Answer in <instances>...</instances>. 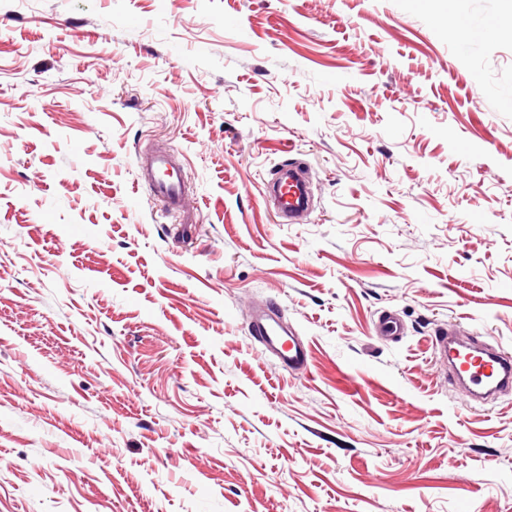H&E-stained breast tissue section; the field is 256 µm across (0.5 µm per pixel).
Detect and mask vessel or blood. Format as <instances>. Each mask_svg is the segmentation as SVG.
<instances>
[{
	"label": "vessel or blood",
	"instance_id": "b4317fda",
	"mask_svg": "<svg viewBox=\"0 0 512 512\" xmlns=\"http://www.w3.org/2000/svg\"><path fill=\"white\" fill-rule=\"evenodd\" d=\"M138 164L152 194L163 201L169 211L185 212L187 193L180 159L166 152H154L139 156ZM267 191L273 197L283 223H293L310 207L309 179L306 170L300 166L280 165L273 173ZM375 330L391 339L401 338L405 332L400 317L390 311L379 315ZM249 333L285 365L295 369L306 366L309 347L281 323L276 306L270 304L257 311ZM432 347L436 357L448 362L452 368L468 402L479 403L488 396L512 389V354L479 340L462 324L451 321L442 326Z\"/></svg>",
	"mask_w": 512,
	"mask_h": 512
}]
</instances>
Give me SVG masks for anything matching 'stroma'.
Here are the masks:
<instances>
[{"label": "stroma", "instance_id": "stroma-1", "mask_svg": "<svg viewBox=\"0 0 512 512\" xmlns=\"http://www.w3.org/2000/svg\"><path fill=\"white\" fill-rule=\"evenodd\" d=\"M511 16L0 0V512H512V393L470 406L432 349L512 352ZM270 303L307 371L249 335ZM138 164L152 194L163 201L169 211L185 212L187 193L181 160L167 152H154L139 155ZM307 172L299 165L282 164L267 184V192L275 201L283 224H293L297 216L310 208ZM375 330L377 334L391 339H398L404 335L405 328L400 317L393 312H382L377 319Z\"/></svg>", "mask_w": 512, "mask_h": 512}]
</instances>
